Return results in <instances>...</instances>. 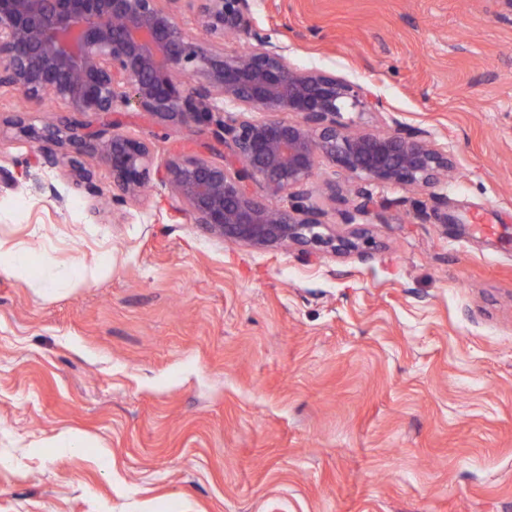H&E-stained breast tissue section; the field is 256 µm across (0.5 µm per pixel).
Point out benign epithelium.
Masks as SVG:
<instances>
[{
  "label": "benign epithelium",
  "mask_w": 512,
  "mask_h": 512,
  "mask_svg": "<svg viewBox=\"0 0 512 512\" xmlns=\"http://www.w3.org/2000/svg\"><path fill=\"white\" fill-rule=\"evenodd\" d=\"M197 16L205 38L186 33L182 6ZM258 0H0V88L29 100L66 106L56 124L38 127L23 112L13 125L36 145L38 163L63 168L76 186L97 196L83 156L112 173V198H136L151 180L152 150L121 130L120 110L134 107L164 127L221 122L224 163L204 156L176 158L166 169L192 223L228 243L259 250L293 246L309 258L319 251L366 256L376 247L363 228L338 233L313 203L286 208V193L309 198L322 165L357 182L344 194L329 184L343 224L377 209L367 186L433 188L454 167L430 130L395 127L351 133L338 120L349 108L377 111L370 89L334 73L304 69L254 25ZM228 34L248 39L244 51L217 47ZM195 76L188 85L182 76ZM253 112L269 118L254 120ZM284 113L294 120L281 118ZM260 182L266 196L250 191Z\"/></svg>",
  "instance_id": "obj_1"
}]
</instances>
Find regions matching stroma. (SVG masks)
<instances>
[{
    "label": "stroma",
    "instance_id": "35a3bbf8",
    "mask_svg": "<svg viewBox=\"0 0 512 512\" xmlns=\"http://www.w3.org/2000/svg\"><path fill=\"white\" fill-rule=\"evenodd\" d=\"M255 25L382 98L341 123L428 129L454 175L372 186L369 257L255 250L203 234L163 177L223 161L215 123L120 112L155 169L123 203L97 158L94 197L11 124L62 104L0 89V241L28 261L0 259V512H512V11L263 0Z\"/></svg>",
    "mask_w": 512,
    "mask_h": 512
}]
</instances>
